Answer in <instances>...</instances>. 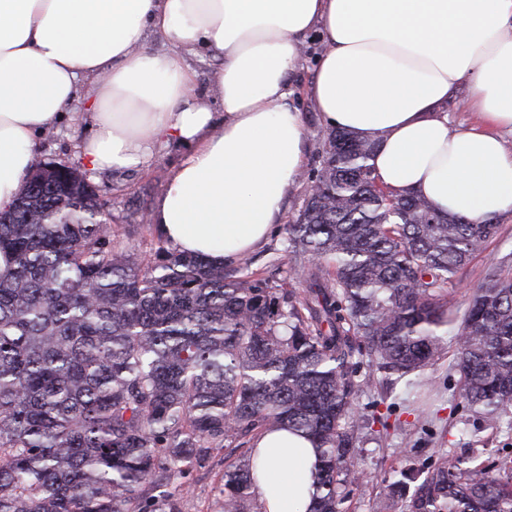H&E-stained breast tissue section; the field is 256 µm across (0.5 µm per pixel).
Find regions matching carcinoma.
<instances>
[{"label":"carcinoma","instance_id":"obj_1","mask_svg":"<svg viewBox=\"0 0 512 512\" xmlns=\"http://www.w3.org/2000/svg\"><path fill=\"white\" fill-rule=\"evenodd\" d=\"M374 151L327 131L315 191L284 225L297 288L245 255L216 265L163 239L135 253L79 166L35 165L0 214V512H178L194 465L220 450L219 512H260L253 440L284 428L319 449L308 512H342L360 474L355 395L445 359L443 329L468 407L512 414V253L463 315L450 299L498 220L388 191ZM408 512H512V456L492 471L441 458Z\"/></svg>","mask_w":512,"mask_h":512}]
</instances>
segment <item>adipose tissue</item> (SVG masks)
Instances as JSON below:
<instances>
[{
	"label": "adipose tissue",
	"instance_id": "obj_1",
	"mask_svg": "<svg viewBox=\"0 0 512 512\" xmlns=\"http://www.w3.org/2000/svg\"><path fill=\"white\" fill-rule=\"evenodd\" d=\"M313 34L323 52L306 95L328 127L375 142L383 186L451 216L512 214L499 137L512 132V0H0V211L37 134L76 111L90 172L146 167L163 138L187 145L153 223L218 264L248 253L303 169L292 78ZM187 52L219 58L210 95L195 93ZM457 98L476 115L465 130L448 125ZM253 456L261 512H306L312 443L266 433Z\"/></svg>",
	"mask_w": 512,
	"mask_h": 512
}]
</instances>
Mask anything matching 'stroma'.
Wrapping results in <instances>:
<instances>
[{"instance_id":"stroma-1","label":"stroma","mask_w":512,"mask_h":512,"mask_svg":"<svg viewBox=\"0 0 512 512\" xmlns=\"http://www.w3.org/2000/svg\"><path fill=\"white\" fill-rule=\"evenodd\" d=\"M321 49L319 38L308 41L307 53L294 79L297 104L305 122V155L310 163L314 162L326 132L319 114L305 97ZM85 134V124L64 117L56 127L38 135L37 154L48 161H79V145ZM185 151V145L164 141L157 146L147 167L90 174V181L98 186L107 203L109 222L121 244L140 253L156 243L158 230L141 226L138 209L154 208L160 197L157 185L167 183ZM499 224L498 235L467 266L460 283L451 290L458 311L467 309L472 294L482 283L485 267L512 252V216L500 217ZM428 375L436 380L439 394L427 418L419 417L416 411L415 386L403 381L397 382L389 393L374 390L355 397V416L367 418L375 411L386 414L389 428L380 432L363 430L357 454L368 479L354 485L345 504L347 512H404V500L389 497L386 489V481L395 471L422 467L446 454L471 457L476 465L512 455L511 419L504 416L488 424L473 415L461 396V376L447 362H439ZM223 472L224 455L218 452L195 474L188 495L181 501L182 512H216Z\"/></svg>"}]
</instances>
